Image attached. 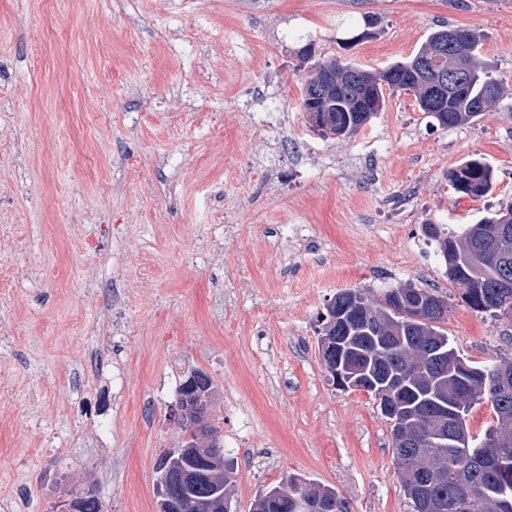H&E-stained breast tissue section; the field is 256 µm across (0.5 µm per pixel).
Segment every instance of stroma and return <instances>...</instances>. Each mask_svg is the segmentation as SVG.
I'll return each mask as SVG.
<instances>
[{
    "label": "stroma",
    "mask_w": 512,
    "mask_h": 512,
    "mask_svg": "<svg viewBox=\"0 0 512 512\" xmlns=\"http://www.w3.org/2000/svg\"><path fill=\"white\" fill-rule=\"evenodd\" d=\"M443 24L479 30L503 84L476 122L388 90L350 137L309 125L301 46L382 69ZM471 158L494 174L478 198L448 181ZM511 205L512 0H0V502L57 512L91 490L156 512L200 369L232 512L291 474L351 512H414L377 401L322 364L320 317L341 290L411 283L446 300L465 357L512 356V321L472 311L421 230ZM192 372L195 374V379L191 388L189 390L184 389L187 378L179 386L178 395L181 398L179 401L177 399L178 406L184 408L188 403L192 406L193 412L200 415L207 411L211 430L216 434L221 433V426L219 423H215L214 416L212 415V406L217 391L213 380L202 370L195 369Z\"/></svg>",
    "instance_id": "35a3bbf8"
}]
</instances>
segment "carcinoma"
Returning a JSON list of instances; mask_svg holds the SVG:
<instances>
[{
  "mask_svg": "<svg viewBox=\"0 0 512 512\" xmlns=\"http://www.w3.org/2000/svg\"><path fill=\"white\" fill-rule=\"evenodd\" d=\"M450 29L447 25L438 27L413 56L378 72L335 59L315 64V74L306 80L305 86L311 88L323 82L322 93L314 104L325 111L329 122L320 128V134L331 138L369 122L384 104L383 92H378L376 98L372 96L374 84L380 79L386 81L388 89L414 96L418 108L443 128L473 122L501 95L500 81L480 58L482 36L478 30L452 29L461 34L470 54L463 61L464 81L448 88L442 107H431V90L421 81L422 59H432L444 70L455 64L453 49L439 54ZM448 180L455 193L474 198L492 189L493 174L485 161L473 158L451 170ZM501 226L508 227L509 232L498 238L497 256L492 258L485 253L484 245ZM422 230L436 242L448 279L462 287L466 305L497 320H512V288L499 287L503 279L512 283V206L467 225L460 233L432 222L422 225ZM411 290L415 292V301L430 308L424 322L413 319V310L391 300L389 288L378 293L370 289H345L337 293L331 302L348 305L351 317L349 325L337 331V335L348 337L341 346L340 359L367 370L365 380L370 382V392L387 384L403 385L404 403L429 419L435 430H440L442 416L452 418L454 429L446 430L433 455H426L420 448L394 449L402 475L401 486L412 501L414 512H450L448 504L458 500L465 504L462 512H512V497L502 495L504 488H512V446L508 459L494 470L486 468L482 460L484 455L497 452L491 440L493 431L512 439V374L495 389L490 401L495 421L483 437L470 435L466 424L471 409L483 403V381L499 366L512 367V358L497 356L476 362L464 357L442 327L448 312L445 299L425 288L413 286ZM194 374L190 389L179 386L178 406L190 405L194 413L207 414L211 430L218 434L221 426L212 415L216 387L206 372L196 369ZM198 464L197 459L188 456L177 462L170 453L162 454L158 470L166 477L171 495L207 500L222 493L224 499H229L232 471L224 466V453H219L213 464L214 476L201 474L192 483L182 480L184 471L196 469ZM432 469L444 475L427 487L429 500L435 504L431 509L427 505L429 500L409 491V487L422 481ZM78 500V512H107L102 500L93 494L84 493ZM308 501L331 504L328 512H350L347 501L335 489L293 475L259 494L254 505L259 507L258 512H304Z\"/></svg>",
  "mask_w": 512,
  "mask_h": 512,
  "instance_id": "carcinoma-1",
  "label": "carcinoma"
}]
</instances>
